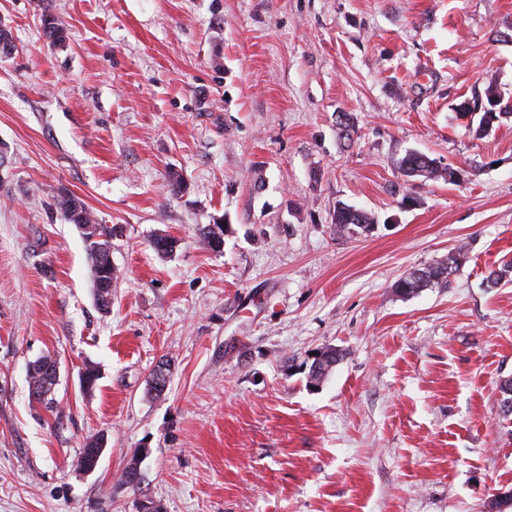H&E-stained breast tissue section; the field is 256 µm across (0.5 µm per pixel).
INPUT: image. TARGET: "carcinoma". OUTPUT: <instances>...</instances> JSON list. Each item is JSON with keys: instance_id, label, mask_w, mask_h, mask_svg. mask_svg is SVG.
<instances>
[{"instance_id": "carcinoma-1", "label": "carcinoma", "mask_w": 512, "mask_h": 512, "mask_svg": "<svg viewBox=\"0 0 512 512\" xmlns=\"http://www.w3.org/2000/svg\"><path fill=\"white\" fill-rule=\"evenodd\" d=\"M43 36L45 40L55 46L65 41V29L56 20L50 11L45 8L43 13ZM486 104L481 117L480 126L486 128L499 118L496 107L500 104L498 93L492 87L485 91ZM399 168L408 177L423 176L429 180L450 181L454 172L446 167L437 165L436 161L425 154L410 151L399 161ZM56 205L64 218L76 225L86 243L89 256L92 261L91 275L94 287L96 304L100 310L106 312L112 305V291L110 288L119 279L120 273L112 265V230L99 223L97 216L87 205L74 195L65 193L58 196ZM356 227L365 233L374 229V217L371 213L356 209L352 206L341 204L336 208V230L344 231L350 227ZM467 255V246L460 244L448 251V257L434 265L415 269L400 277L394 288L404 296H412L420 293L425 288L447 285L450 277L459 269ZM321 359L315 360L309 367L306 375V383L310 387H317L324 381L341 360L342 354L334 347L320 349ZM56 363L50 356H43L33 361L28 369L32 396L38 403H43L50 408L53 404L51 395L55 388L53 380V367ZM167 371L160 368L153 371L148 392L154 399L166 396ZM97 463L96 444L94 439H89L76 459V467L88 469ZM122 484L135 489H141L144 483L143 473L135 470L132 465H127L120 476Z\"/></svg>"}]
</instances>
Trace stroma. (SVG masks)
I'll use <instances>...</instances> for the list:
<instances>
[{"label": "stroma", "instance_id": "stroma-1", "mask_svg": "<svg viewBox=\"0 0 512 512\" xmlns=\"http://www.w3.org/2000/svg\"><path fill=\"white\" fill-rule=\"evenodd\" d=\"M0 24V512H489L512 490V272L487 285L512 261V114L466 109L490 86L512 107V0H0ZM410 151L455 180L406 177ZM63 190L112 229L110 312ZM341 202L374 230L337 232ZM460 243L448 287L396 292ZM325 346L343 358L308 388ZM47 354L52 410L28 378Z\"/></svg>", "mask_w": 512, "mask_h": 512}]
</instances>
